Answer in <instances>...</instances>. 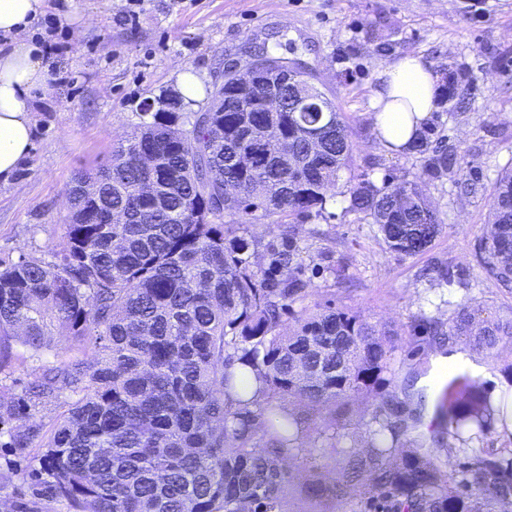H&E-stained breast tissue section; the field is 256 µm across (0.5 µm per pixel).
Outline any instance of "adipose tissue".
I'll return each mask as SVG.
<instances>
[{
	"label": "adipose tissue",
	"instance_id": "ef3b65f1",
	"mask_svg": "<svg viewBox=\"0 0 512 512\" xmlns=\"http://www.w3.org/2000/svg\"><path fill=\"white\" fill-rule=\"evenodd\" d=\"M45 0H0V185L15 184L32 148L33 113L50 70L27 37ZM375 131L382 145L403 150L440 107L438 78L419 55H406L377 75Z\"/></svg>",
	"mask_w": 512,
	"mask_h": 512
}]
</instances>
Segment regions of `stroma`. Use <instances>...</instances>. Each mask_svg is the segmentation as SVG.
<instances>
[{
    "label": "stroma",
    "instance_id": "obj_1",
    "mask_svg": "<svg viewBox=\"0 0 512 512\" xmlns=\"http://www.w3.org/2000/svg\"><path fill=\"white\" fill-rule=\"evenodd\" d=\"M134 21H126L128 10ZM27 35L52 40L50 66L67 72L36 104L35 135L21 188L0 186V260L54 261L64 247L68 189L78 173L107 164L116 141L130 134L148 101L179 92L183 73L202 89L194 111L224 71L261 52L301 62L310 82L336 106L354 144L342 183L420 179L444 219L423 253L388 249L377 225L348 211L349 198H328L320 216L294 224L303 250V306L347 309L385 323L396 340L383 394L400 402L417 437L443 440L440 459L452 473L474 450L512 459V434L490 425L476 442L439 436L436 408L448 379L465 376L487 397L512 388V344L486 351L472 336L438 340L426 323L448 322L457 304L476 321L512 320V288L489 278L478 241L500 174L512 169V0H46ZM406 54L423 56L439 79L464 75L462 102L433 113L436 139L454 148L461 170L420 178L421 160L387 151L378 141L373 94L380 69ZM454 274L438 279V268ZM368 404L351 405L335 439L309 432L293 459L288 512H364V499L307 496L308 483H333L334 450H358L372 430Z\"/></svg>",
    "mask_w": 512,
    "mask_h": 512
}]
</instances>
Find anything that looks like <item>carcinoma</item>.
<instances>
[{"mask_svg":"<svg viewBox=\"0 0 512 512\" xmlns=\"http://www.w3.org/2000/svg\"><path fill=\"white\" fill-rule=\"evenodd\" d=\"M283 87L280 112L240 111L259 95L245 77L216 88L217 112H141L112 160L74 178L68 189L66 248L53 262L0 260V373L32 364L38 380L0 397V447L25 466L28 500L20 512L61 503L68 512H288V459L310 429L336 426L350 403L372 396L388 368L390 332L359 314L316 305L283 316L306 296L295 225L288 240L261 241L226 216L321 215L326 193L346 169L353 143L335 105L294 112ZM261 129L282 144L273 160ZM423 126L409 153L422 175L460 171L455 151L432 145ZM97 183L95 194L84 185ZM349 210L378 226L388 248L426 250L442 228L417 182L347 187ZM486 271L512 286V170L502 173L480 240ZM448 335H474L493 349L512 343V321L475 328L460 305ZM56 336L76 356L49 362ZM252 374L253 394L237 372ZM69 393L47 434L32 417L33 398ZM439 426L478 440L500 407L466 378L446 388ZM288 401L303 404L298 413ZM364 452H343L322 497L356 489L393 512H500L512 498V460L479 456L455 477L424 444L396 462L406 431L394 399L373 404Z\"/></svg>","mask_w":512,"mask_h":512,"instance_id":"obj_1","label":"carcinoma"}]
</instances>
